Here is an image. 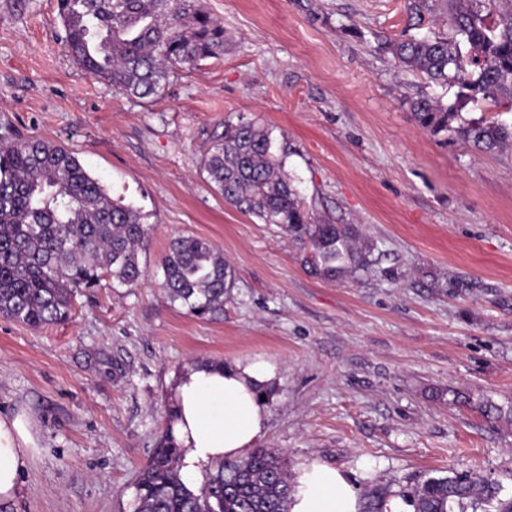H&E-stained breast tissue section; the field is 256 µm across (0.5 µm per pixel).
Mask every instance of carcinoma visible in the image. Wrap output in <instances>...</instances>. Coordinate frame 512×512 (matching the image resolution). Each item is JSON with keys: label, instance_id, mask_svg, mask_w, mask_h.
<instances>
[{"label": "carcinoma", "instance_id": "1", "mask_svg": "<svg viewBox=\"0 0 512 512\" xmlns=\"http://www.w3.org/2000/svg\"><path fill=\"white\" fill-rule=\"evenodd\" d=\"M451 39L419 38L388 46L402 66L435 83L459 87L461 107L480 100L512 111V0H446ZM65 46L90 77L136 98L156 96L178 67L224 53V27L200 0H58ZM465 43L474 62L460 67ZM412 116L433 134L451 130L453 108L428 98L410 103ZM487 151L512 145V125L478 122L459 130ZM203 169L224 201L263 224H282L310 244L307 263L333 279L368 270L369 251L352 242L345 224H311L269 133L250 122L224 125V139L205 155ZM149 225L136 208L113 199L76 154L53 142L20 138L0 146V316L34 329L67 321L74 290H91L109 275L136 287ZM167 298L204 318L223 310L232 273L209 241L181 235L161 261ZM168 410L158 448L135 484L136 512H289L294 492L285 460L263 448L224 461L200 493L178 474L177 444ZM499 483L468 475L432 476L412 491L415 512H512Z\"/></svg>", "mask_w": 512, "mask_h": 512}]
</instances>
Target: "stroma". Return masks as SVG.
<instances>
[{
	"label": "stroma",
	"mask_w": 512,
	"mask_h": 512,
	"mask_svg": "<svg viewBox=\"0 0 512 512\" xmlns=\"http://www.w3.org/2000/svg\"><path fill=\"white\" fill-rule=\"evenodd\" d=\"M201 0L224 53L176 69L140 100L69 54L57 0H0V143L73 150L150 236L135 288L76 290L43 330L0 317V414L23 415L37 453L0 512H134L172 390L192 363L277 367L261 446L289 472L316 460L360 496L408 498L448 472L490 476L512 498V148L490 153L459 127H419L409 102L458 89L401 67L389 42L450 36L442 0ZM270 135L312 222L376 243L370 274L310 273V245L225 203L202 161L225 123ZM210 241L233 285L200 319L158 286L172 238ZM462 392L464 402L454 399Z\"/></svg>",
	"instance_id": "35a3bbf8"
}]
</instances>
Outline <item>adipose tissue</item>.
Returning a JSON list of instances; mask_svg holds the SVG:
<instances>
[{
    "label": "adipose tissue",
    "instance_id": "ef3b65f1",
    "mask_svg": "<svg viewBox=\"0 0 512 512\" xmlns=\"http://www.w3.org/2000/svg\"><path fill=\"white\" fill-rule=\"evenodd\" d=\"M274 376L273 365L248 360L194 363L180 374L173 389L171 434L180 448L179 476L187 487L199 490L206 471L260 444L269 415L262 395ZM36 451L27 423L0 415V502L22 494L21 476ZM290 512H360V501L339 470L313 460L298 470Z\"/></svg>",
    "mask_w": 512,
    "mask_h": 512
}]
</instances>
